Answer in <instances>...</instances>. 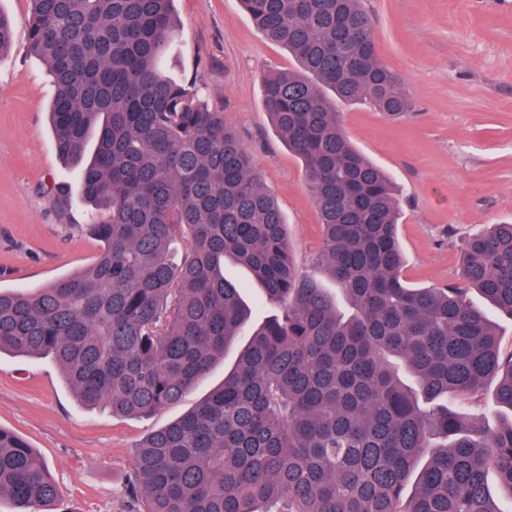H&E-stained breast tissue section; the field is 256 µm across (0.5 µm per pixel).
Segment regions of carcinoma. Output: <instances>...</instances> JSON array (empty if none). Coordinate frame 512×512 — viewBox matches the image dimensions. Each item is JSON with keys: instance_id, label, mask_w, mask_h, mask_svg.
Listing matches in <instances>:
<instances>
[{"instance_id": "1", "label": "carcinoma", "mask_w": 512, "mask_h": 512, "mask_svg": "<svg viewBox=\"0 0 512 512\" xmlns=\"http://www.w3.org/2000/svg\"><path fill=\"white\" fill-rule=\"evenodd\" d=\"M30 48L56 88L59 157L80 167L100 250L83 270L0 290V353L50 356L89 408L148 417L224 359L249 318L224 262L277 313L223 382L138 446L129 512H512V422L486 432V384L512 409V349L470 302L512 317V223L468 238L459 281L402 278L400 203L357 150L342 103L411 108L361 0H241L300 70L268 76L265 112L304 166L332 294L296 268L253 159L196 83L159 66L174 0H31ZM50 470L0 428V502L48 512Z\"/></svg>"}]
</instances>
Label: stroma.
<instances>
[{
	"label": "stroma",
	"instance_id": "1",
	"mask_svg": "<svg viewBox=\"0 0 512 512\" xmlns=\"http://www.w3.org/2000/svg\"><path fill=\"white\" fill-rule=\"evenodd\" d=\"M378 57L413 108L393 120L372 106L338 104L351 142L378 164L401 200L402 276L417 288L459 277L465 240L512 222V0H363ZM31 0H0L12 23L0 55V289L46 285L86 267L97 240L79 231L90 210L59 158L48 123L55 88L30 49ZM181 26L161 63L196 79L251 154L281 208L299 268L336 285L318 265L322 232L300 161L262 104L265 76L295 69L287 49L258 31L239 0H175ZM228 353L181 403L148 417L88 408L49 357L0 354V428L49 465L55 512H127L135 452L154 430L217 385Z\"/></svg>",
	"mask_w": 512,
	"mask_h": 512
}]
</instances>
